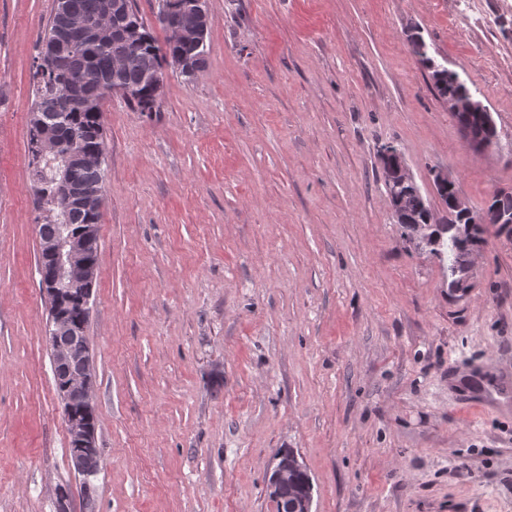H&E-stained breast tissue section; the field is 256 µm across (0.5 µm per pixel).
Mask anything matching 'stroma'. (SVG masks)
Listing matches in <instances>:
<instances>
[{"mask_svg": "<svg viewBox=\"0 0 512 512\" xmlns=\"http://www.w3.org/2000/svg\"><path fill=\"white\" fill-rule=\"evenodd\" d=\"M207 0V65L160 108L102 106L85 496L45 339L28 131L55 0H0V512H272L293 449L313 512H512V227L468 286L394 224L377 147L425 196L512 190V0ZM468 23V36L459 33ZM477 90L470 149L408 43Z\"/></svg>", "mask_w": 512, "mask_h": 512, "instance_id": "1", "label": "stroma"}]
</instances>
